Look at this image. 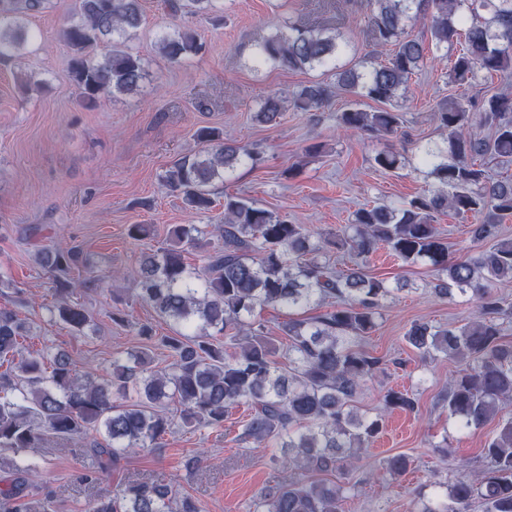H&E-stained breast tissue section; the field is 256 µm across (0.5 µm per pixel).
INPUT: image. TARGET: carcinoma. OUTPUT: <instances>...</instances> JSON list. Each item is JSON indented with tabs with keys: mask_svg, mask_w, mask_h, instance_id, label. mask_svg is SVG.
<instances>
[{
	"mask_svg": "<svg viewBox=\"0 0 512 512\" xmlns=\"http://www.w3.org/2000/svg\"><path fill=\"white\" fill-rule=\"evenodd\" d=\"M53 0H0V62H16L28 38L27 22L50 8ZM218 0H167L173 13H207ZM368 38L387 51L383 62L336 64L346 44L324 26L288 25L260 44L255 62L288 70H334V81H312L285 100L270 93L257 103L254 120L276 121L286 104L300 112L329 105L337 94L381 104L367 111L348 108L336 115L346 131L391 136L402 124L400 91L419 70L430 47L410 32L422 22L435 48L450 61L448 79L455 84L482 73L512 70V0H369ZM143 21L142 0H74L63 29L71 54V77L84 99L132 93L147 78L143 58L131 51ZM161 52L180 62L202 49L197 34L184 30L163 34ZM479 115H474V112ZM434 119L446 133L445 148L420 153L418 164L435 187L398 205L361 207L334 237L312 233L302 224L238 196H224V223L209 231L177 224L165 245L142 255L135 271L138 297L173 324V335L155 336L139 323L136 334L165 348L172 358L164 370L152 368L149 349L116 353L111 370L95 379L82 374L70 356L47 343L29 349L23 341L31 328L19 313L0 307V512H52L50 500L30 495L41 476L45 455L31 448L76 441L90 429L102 434L82 449L91 463L81 482L98 485L102 473L132 453L150 452L175 425L197 431L219 428L224 416L245 405L248 418L241 440L265 449L276 468L286 471L257 495L248 512H338L346 484L313 480L312 473L349 475L357 451L381 431L382 415L354 409L357 392L378 371L381 359L355 346L381 317L383 301L404 283L390 286L364 273L362 263L379 247L391 250L405 265L425 262L438 273L435 296L463 298L475 304L473 317L461 326L414 323L405 342L421 357L442 355L473 360L448 382L444 401L459 433L485 426L512 402V343L502 335L508 317L495 286L512 282V240L500 238L498 219L512 214V180L486 175L480 158L512 157V96L491 94L478 109L470 101L448 97ZM479 123L488 137L473 132ZM201 150L169 166L162 176L185 207L207 212L215 190L254 152L221 130L195 132ZM375 164L395 171L402 156L392 147L378 152ZM483 217L473 225L477 242L491 246L476 256L456 260L432 224L435 214ZM221 244L208 251L203 270L185 262L187 248L205 235ZM346 252L352 265L335 271L329 254ZM37 261L54 277L57 305L50 315L81 333L91 316L71 300L76 288L72 269L83 266L81 287L101 288L105 277L83 262L72 248L46 247ZM303 309L327 306L316 317L290 319L280 326L287 344L278 349L255 320L264 306ZM226 337L229 346L218 338ZM385 406L412 413L416 402L406 391L389 389ZM483 468L459 466L451 485L433 484L415 512H512V418L499 428L482 452ZM409 458L398 454L383 462L390 475L407 470ZM89 512H201L191 497L178 495L159 479H129L98 495Z\"/></svg>",
	"mask_w": 512,
	"mask_h": 512,
	"instance_id": "1",
	"label": "carcinoma"
}]
</instances>
